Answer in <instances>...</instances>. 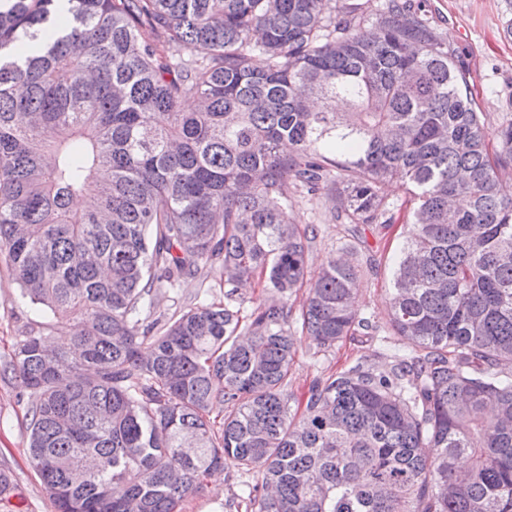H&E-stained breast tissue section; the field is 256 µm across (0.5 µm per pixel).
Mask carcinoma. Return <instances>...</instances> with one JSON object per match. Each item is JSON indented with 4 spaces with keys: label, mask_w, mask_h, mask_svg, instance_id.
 I'll return each instance as SVG.
<instances>
[{
    "label": "carcinoma",
    "mask_w": 512,
    "mask_h": 512,
    "mask_svg": "<svg viewBox=\"0 0 512 512\" xmlns=\"http://www.w3.org/2000/svg\"><path fill=\"white\" fill-rule=\"evenodd\" d=\"M365 22L357 0H0V256L46 314L5 369L54 512H177L228 466L262 471L251 512H512V123L487 141L412 0ZM296 193L409 226L387 288L408 351L302 403L296 333L320 353L380 326L352 306L356 265L308 271ZM215 259L229 297L265 277L249 314L152 318Z\"/></svg>",
    "instance_id": "cac0c4a2"
}]
</instances>
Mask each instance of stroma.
<instances>
[{
    "instance_id": "1",
    "label": "stroma",
    "mask_w": 512,
    "mask_h": 512,
    "mask_svg": "<svg viewBox=\"0 0 512 512\" xmlns=\"http://www.w3.org/2000/svg\"><path fill=\"white\" fill-rule=\"evenodd\" d=\"M432 25L451 47L458 50L470 76L476 101L485 115L489 133L512 121V35L505 28L512 23V0H421ZM293 211L302 221L317 225L307 262L318 271L326 261L347 248L359 269L356 281L360 315L382 328L378 336L356 334L331 350L314 352L308 338H301L294 359L290 388L296 396L307 394L316 379L342 371L356 362L383 369L394 349L404 347L403 337L388 329L386 288L390 270L386 263L407 227L381 224L360 226L358 234L335 223L323 202L295 199ZM217 305L227 301L219 266L204 275L182 278L175 289L155 298L154 314L169 319L196 301ZM40 315L21 296V288L8 265L0 260V368L10 361L27 326L39 322ZM27 390L17 374L0 377V471L13 480L11 498L0 501V512H53L52 504L38 476L29 464V416ZM262 473L233 467L204 477L200 486L180 504L179 512H247L246 486L261 483Z\"/></svg>"
}]
</instances>
